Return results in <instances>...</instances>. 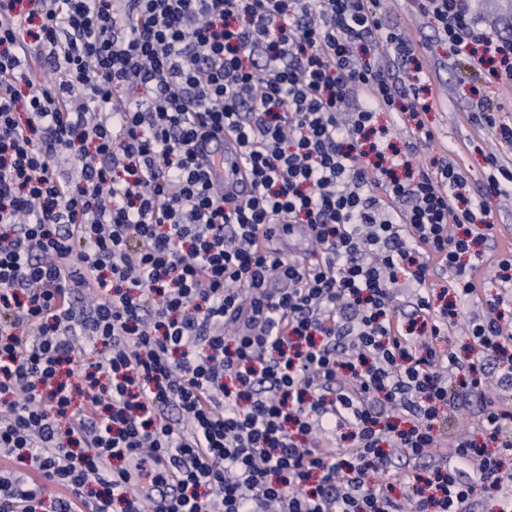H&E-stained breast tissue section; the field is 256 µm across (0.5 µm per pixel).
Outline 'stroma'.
Listing matches in <instances>:
<instances>
[{
  "label": "stroma",
  "mask_w": 512,
  "mask_h": 512,
  "mask_svg": "<svg viewBox=\"0 0 512 512\" xmlns=\"http://www.w3.org/2000/svg\"><path fill=\"white\" fill-rule=\"evenodd\" d=\"M386 20L401 24L407 34L422 43L423 63L433 73V108L422 113L421 118L434 138L420 149L423 165L428 167L443 157H452L460 166L469 187H476L488 172L486 155L498 150L499 145L470 123V90L474 87L480 89L499 119L512 125V85L484 83L462 61L449 60L447 47L435 38L433 20L412 13L408 0H387Z\"/></svg>",
  "instance_id": "35a3bbf8"
}]
</instances>
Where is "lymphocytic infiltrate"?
<instances>
[{"label":"lymphocytic infiltrate","mask_w":512,"mask_h":512,"mask_svg":"<svg viewBox=\"0 0 512 512\" xmlns=\"http://www.w3.org/2000/svg\"><path fill=\"white\" fill-rule=\"evenodd\" d=\"M22 2L0 0V512H475L490 486L512 512V406L486 398L512 333L465 263L512 161L474 196L419 164L432 74L384 0ZM413 5L512 82L471 0ZM380 112L414 119L405 148ZM217 132L251 181L233 205L197 150ZM279 218L316 264L260 247Z\"/></svg>","instance_id":"1"}]
</instances>
